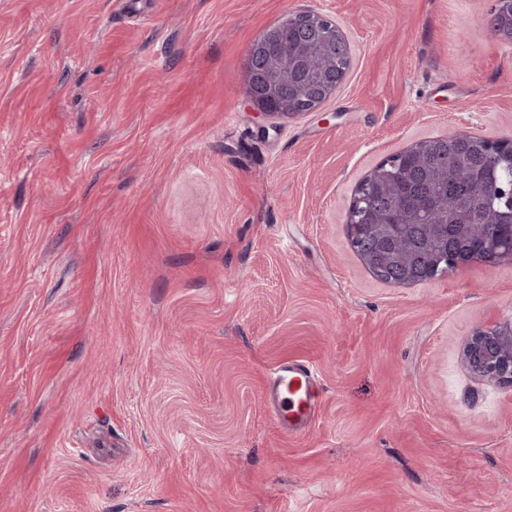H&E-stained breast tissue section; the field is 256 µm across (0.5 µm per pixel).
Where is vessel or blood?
<instances>
[{"instance_id":"b4317fda","label":"vessel or blood","mask_w":512,"mask_h":512,"mask_svg":"<svg viewBox=\"0 0 512 512\" xmlns=\"http://www.w3.org/2000/svg\"><path fill=\"white\" fill-rule=\"evenodd\" d=\"M320 383L313 364L306 360L280 365L269 392L268 412L283 431L302 433L320 408Z\"/></svg>"}]
</instances>
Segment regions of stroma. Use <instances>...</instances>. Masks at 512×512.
Wrapping results in <instances>:
<instances>
[{
	"mask_svg": "<svg viewBox=\"0 0 512 512\" xmlns=\"http://www.w3.org/2000/svg\"><path fill=\"white\" fill-rule=\"evenodd\" d=\"M490 0H0V512H512V386L471 376L512 262L424 285L347 242L413 141L512 137ZM316 9L352 56L259 128L249 48ZM314 360L308 431L269 418ZM320 382L307 360L280 365L269 392V415L288 434L302 433L320 408Z\"/></svg>",
	"mask_w": 512,
	"mask_h": 512,
	"instance_id": "obj_1",
	"label": "stroma"
}]
</instances>
